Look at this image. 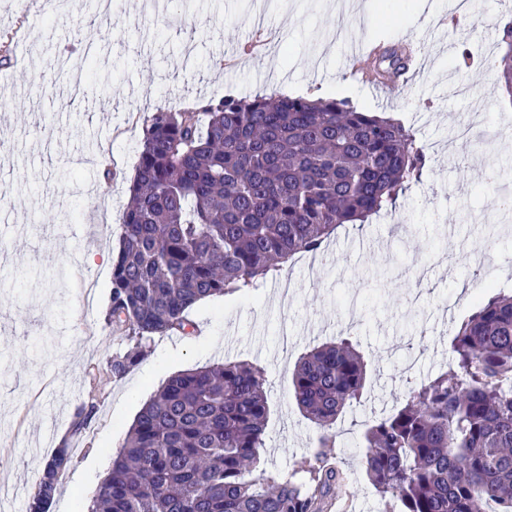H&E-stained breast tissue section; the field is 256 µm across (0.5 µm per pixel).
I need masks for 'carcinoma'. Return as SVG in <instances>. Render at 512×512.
Listing matches in <instances>:
<instances>
[{"instance_id": "carcinoma-1", "label": "carcinoma", "mask_w": 512, "mask_h": 512, "mask_svg": "<svg viewBox=\"0 0 512 512\" xmlns=\"http://www.w3.org/2000/svg\"><path fill=\"white\" fill-rule=\"evenodd\" d=\"M500 78L512 96V27L500 34ZM394 46L375 61L394 77ZM427 155L400 120L345 99L226 96L200 109L160 107L145 121L112 261L108 320L132 346L110 361L120 377L143 343L185 334L189 312L317 253L344 224L396 206ZM364 356L347 338L305 354L291 374L297 407L322 433L298 463L308 482L259 468L269 407L264 371L243 362L171 376L143 406L90 512H329L344 484L329 463L336 420L360 402ZM95 410L80 407L69 436ZM366 475L384 512H512V293L477 303L455 327L451 362L364 434ZM26 512H48L54 458Z\"/></svg>"}]
</instances>
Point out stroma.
<instances>
[{
    "mask_svg": "<svg viewBox=\"0 0 512 512\" xmlns=\"http://www.w3.org/2000/svg\"><path fill=\"white\" fill-rule=\"evenodd\" d=\"M63 0L54 19L26 34L20 60L0 68V483L25 512L43 466L78 407L96 411L76 440L49 512H88L112 453L143 405L171 375L221 362L263 368L269 415L261 465L301 482L297 464L320 428L290 395L297 359L339 336L368 363L360 403L336 422L332 450L346 476V512H381L364 465L363 435L408 389L447 367L456 323L484 293L477 257L500 266L512 289V215L493 198L512 194V102L495 66L512 0ZM276 29L260 57L241 56L255 18ZM412 45L417 70L396 94L363 86L347 67L350 45ZM473 54L464 65L457 52ZM88 60L80 85L58 61ZM413 128L429 163L395 211L347 224L322 253L304 254L260 282L194 307V337L146 341L120 378L108 360L130 346L108 321L112 246L144 122L156 108L200 107L224 96L288 91L329 97ZM485 136L466 132L474 114ZM113 165L118 176L105 182ZM504 178L486 185L488 169ZM459 248L449 252V241ZM94 263H86L87 254Z\"/></svg>",
    "mask_w": 512,
    "mask_h": 512,
    "instance_id": "stroma-1",
    "label": "stroma"
}]
</instances>
